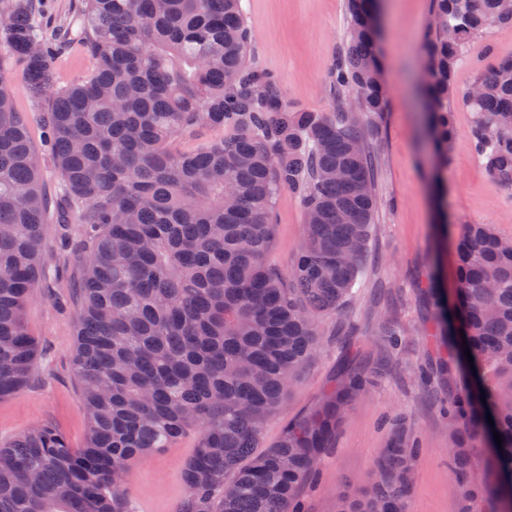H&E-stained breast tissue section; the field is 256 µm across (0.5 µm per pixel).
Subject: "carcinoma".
<instances>
[{"label":"carcinoma","mask_w":512,"mask_h":512,"mask_svg":"<svg viewBox=\"0 0 512 512\" xmlns=\"http://www.w3.org/2000/svg\"><path fill=\"white\" fill-rule=\"evenodd\" d=\"M377 2L346 0V46L329 78L334 92L354 93L356 110L320 112L290 103L252 59L242 0H81L64 30L48 25L39 0H0V60L23 65L36 94L49 92L39 113L46 156L0 63V400L30 382L39 341L24 310L47 276L48 225L76 224L84 274L73 369L88 421L81 448L48 422L0 443V512H132L127 463L190 430L198 444L183 468L181 512H294L349 406L393 367L348 363L277 447L255 452L263 420L318 352L319 318L344 304L364 269L378 208L368 141L387 111ZM434 2L422 50L426 140L448 167L452 108L466 109L485 174L512 188V57L470 91L455 85L469 43L512 26V0ZM74 44L90 71L50 87L53 61ZM206 129L224 138L176 148ZM48 156L58 209L42 179ZM285 188L304 224L283 273L267 257ZM426 296L445 350L431 370L446 390L461 512H476L483 494L512 512V237L461 227V329L445 319L444 288L434 283ZM480 447L483 484L470 474ZM418 451L394 418L373 482L339 495L336 512H408Z\"/></svg>","instance_id":"obj_1"}]
</instances>
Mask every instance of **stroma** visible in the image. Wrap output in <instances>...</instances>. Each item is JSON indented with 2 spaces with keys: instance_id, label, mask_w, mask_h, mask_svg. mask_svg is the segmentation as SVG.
I'll list each match as a JSON object with an SVG mask.
<instances>
[{
  "instance_id": "1",
  "label": "stroma",
  "mask_w": 512,
  "mask_h": 512,
  "mask_svg": "<svg viewBox=\"0 0 512 512\" xmlns=\"http://www.w3.org/2000/svg\"><path fill=\"white\" fill-rule=\"evenodd\" d=\"M380 50L385 65L389 109L382 131L372 140L375 187L379 200L373 237L354 295L336 314L320 321V351L289 391L284 406L265 418L260 449L275 447L290 418L305 414L334 382L349 357L375 360L385 352L375 323L389 318L404 332L406 344L390 376L351 404L336 434L334 448L322 456L315 482L300 497L301 512H336V495L370 485L387 440L389 417L406 416L419 440L409 512H461L462 501L448 455V420L419 378L421 364L438 352L422 291L432 274L453 282V250L440 244L436 226L490 224L512 236V190L487 178L471 142L472 116L455 108L456 148L447 169H439L422 126L420 76L422 45L429 37L433 0H379ZM255 61L272 71L288 100L324 112L353 108L355 96L333 94L327 74L346 39L344 0H243ZM512 56V27L476 37L456 72L458 90H467L479 71ZM269 259L288 270L302 241L304 216L297 197L281 191L273 213ZM75 225H50L42 258L50 279L39 286L25 319L41 343L30 384L0 401V442L29 427L49 422L72 447H82L87 418L73 370L77 306L70 290L82 272V254L56 252L62 232ZM190 431L171 448L130 461L124 474L135 512H181L185 497L182 469L197 447Z\"/></svg>"
}]
</instances>
